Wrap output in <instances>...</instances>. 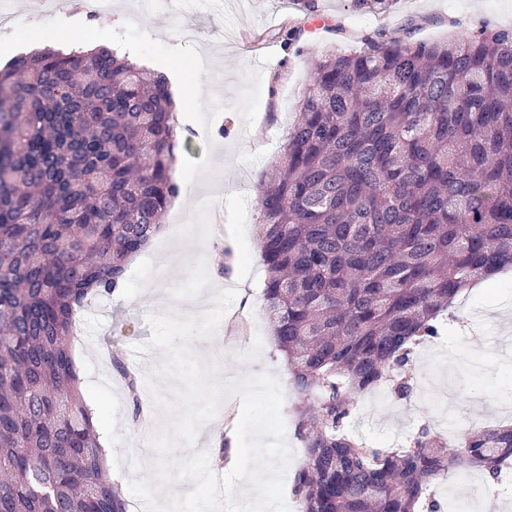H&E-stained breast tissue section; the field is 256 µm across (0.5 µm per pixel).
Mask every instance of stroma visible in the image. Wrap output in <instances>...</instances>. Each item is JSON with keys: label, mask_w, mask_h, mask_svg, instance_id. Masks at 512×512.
Wrapping results in <instances>:
<instances>
[{"label": "stroma", "mask_w": 512, "mask_h": 512, "mask_svg": "<svg viewBox=\"0 0 512 512\" xmlns=\"http://www.w3.org/2000/svg\"><path fill=\"white\" fill-rule=\"evenodd\" d=\"M19 16L14 41H0V64L11 61L22 42L34 37L56 46L63 31L107 32L113 43L129 45L158 66L176 63L192 71L203 92L187 116V140L180 142L176 171L188 183L192 205L168 208L166 224L202 242L211 281L237 292L212 339L195 340L197 354L221 353L225 379L271 373L279 382L286 442L294 456L286 482H293L306 450L297 430L295 398L288 367L277 350L264 312L268 272L258 250L257 206L260 181L281 154L288 129L311 82L310 63L327 47L349 54L360 39L378 31L409 29L414 41L445 43L458 28L512 29V0H396L387 12L357 10L351 0H156L143 11L138 0H112V16L82 15L70 0L67 26L41 17L35 0H0ZM300 28L286 40L284 26ZM224 148L226 183L207 192L204 174L215 169L214 145ZM161 238L128 267L125 299L93 301L82 315V344L89 351L79 363L86 398L98 409L97 427L112 441V477L153 480V457L143 456L150 429L160 427L144 381L161 352L149 348L152 336L145 292L157 284L186 280L187 266L161 269L168 249ZM251 309H244V299ZM146 346L138 355L134 346ZM118 350L141 380L140 403L150 425L133 414L126 386L113 372L110 350ZM411 392L397 397L383 384L355 397L346 431L368 447L394 450L422 427L457 448L470 432L512 422V271L495 287L478 286L462 295L453 320L436 338L418 346L407 366ZM440 512H512V481L487 494L480 471L449 472L431 485Z\"/></svg>", "instance_id": "1"}]
</instances>
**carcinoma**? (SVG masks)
Here are the masks:
<instances>
[{"label":"carcinoma","mask_w":512,"mask_h":512,"mask_svg":"<svg viewBox=\"0 0 512 512\" xmlns=\"http://www.w3.org/2000/svg\"><path fill=\"white\" fill-rule=\"evenodd\" d=\"M283 161L260 184L265 311L292 371L302 512H438L430 485L512 466V425L457 449L344 431L351 400L399 396L414 349L512 267V29L447 44L391 33L312 63ZM167 77L108 48L46 46L0 69V512H126L73 358L77 311L110 298L178 193ZM112 370L139 413L137 379Z\"/></svg>","instance_id":"1"}]
</instances>
